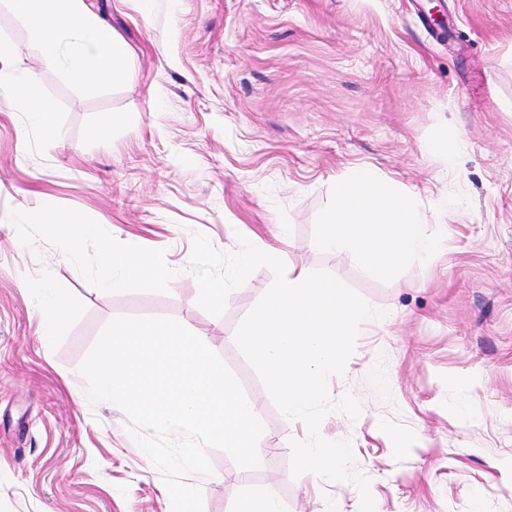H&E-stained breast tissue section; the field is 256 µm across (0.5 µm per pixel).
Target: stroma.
Here are the masks:
<instances>
[{
  "label": "stroma",
  "mask_w": 512,
  "mask_h": 512,
  "mask_svg": "<svg viewBox=\"0 0 512 512\" xmlns=\"http://www.w3.org/2000/svg\"><path fill=\"white\" fill-rule=\"evenodd\" d=\"M128 44L123 77L79 86L38 65L27 24L0 0V75L37 70L53 132L0 95V512H172L124 412L92 401L80 366L114 318L171 317L225 362L264 425L258 468L210 451L191 474L203 512L268 492L283 512H361L350 481L291 472L306 424L284 420L235 342L274 276L262 267L222 315L191 303L193 235L246 238L324 270L375 316L358 329L331 401L328 441L349 443L374 512H512V0H85ZM397 182L439 245L378 272L317 247L338 180ZM448 198L447 223L435 208ZM85 224L67 257L44 223ZM138 242L166 281L100 288L97 239ZM69 301L55 321L51 296Z\"/></svg>",
  "instance_id": "35a3bbf8"
}]
</instances>
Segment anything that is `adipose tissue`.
I'll return each instance as SVG.
<instances>
[{
	"label": "adipose tissue",
	"mask_w": 512,
	"mask_h": 512,
	"mask_svg": "<svg viewBox=\"0 0 512 512\" xmlns=\"http://www.w3.org/2000/svg\"><path fill=\"white\" fill-rule=\"evenodd\" d=\"M10 4L42 47L44 66L63 67L79 85L107 83L124 74L127 43L83 0H10ZM4 92L34 123L49 126L51 106L41 94L36 74L14 80ZM321 245L348 249L364 265L386 269L403 262H427L435 240L420 209L401 195L393 181L360 168L337 181L336 204L324 218ZM100 255V282L105 288H120L129 280L146 285L165 280L162 263L136 242L117 249L108 237H101Z\"/></svg>",
	"instance_id": "obj_1"
}]
</instances>
